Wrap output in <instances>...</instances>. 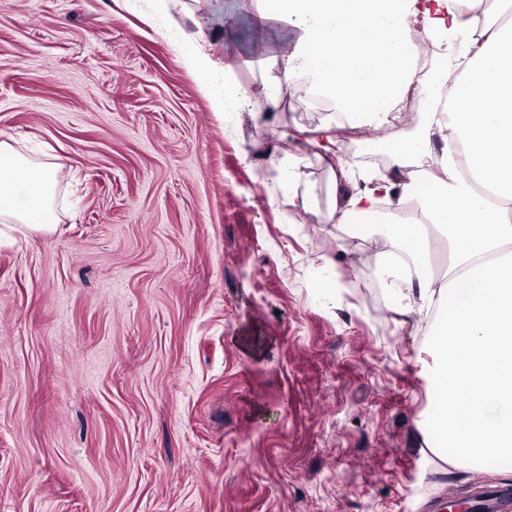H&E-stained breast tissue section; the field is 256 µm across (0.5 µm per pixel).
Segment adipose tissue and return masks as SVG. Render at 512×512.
I'll use <instances>...</instances> for the list:
<instances>
[{
    "label": "adipose tissue",
    "instance_id": "adipose-tissue-1",
    "mask_svg": "<svg viewBox=\"0 0 512 512\" xmlns=\"http://www.w3.org/2000/svg\"><path fill=\"white\" fill-rule=\"evenodd\" d=\"M480 0H260L258 25L278 48L262 63V94L269 100L301 92L329 101L338 114L365 126L388 119L368 108L394 88L425 84L411 34L459 31L468 47L443 101L442 116L425 115L416 134H395L391 157L419 154L440 139L445 175L438 193L422 197L418 224L402 217V203L419 187L418 172L378 175L360 188L347 168L335 175L334 213L355 225L386 257L391 295L405 316L447 305L434 320L430 367L437 438L453 466H480L512 474V64L498 52L512 45V21L493 22ZM292 27L279 35L278 23ZM366 68L357 82L354 69ZM224 64V88L215 111L241 119L250 95ZM480 97L484 109L471 111ZM56 173L26 163L0 143V218L48 229Z\"/></svg>",
    "mask_w": 512,
    "mask_h": 512
}]
</instances>
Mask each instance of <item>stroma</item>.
I'll return each instance as SVG.
<instances>
[{
	"instance_id": "1",
	"label": "stroma",
	"mask_w": 512,
	"mask_h": 512,
	"mask_svg": "<svg viewBox=\"0 0 512 512\" xmlns=\"http://www.w3.org/2000/svg\"><path fill=\"white\" fill-rule=\"evenodd\" d=\"M258 8L0 0V142L57 173L54 229L0 220V512H444L512 491L446 466L430 323L370 290L381 253L332 218L313 150L294 203H268L271 157L322 138L329 106L213 109L228 55L262 84ZM424 111L331 134L382 151Z\"/></svg>"
}]
</instances>
